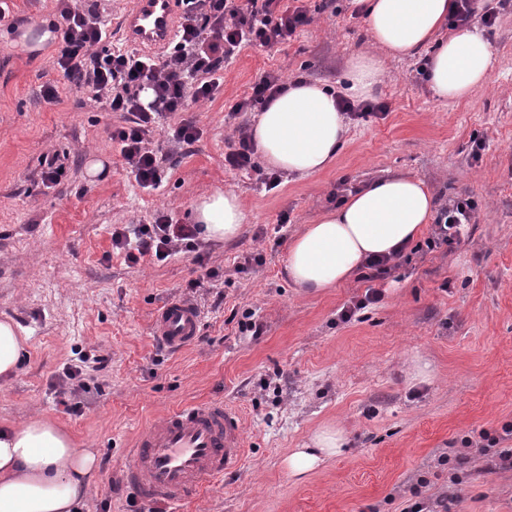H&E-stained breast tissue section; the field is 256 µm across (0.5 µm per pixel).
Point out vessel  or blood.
Segmentation results:
<instances>
[{"label":"vessel or blood","mask_w":512,"mask_h":512,"mask_svg":"<svg viewBox=\"0 0 512 512\" xmlns=\"http://www.w3.org/2000/svg\"><path fill=\"white\" fill-rule=\"evenodd\" d=\"M177 0H135L120 28L130 46L148 55L162 53L178 31ZM202 312L185 299H170L157 309L152 331L165 348L179 351L199 335ZM244 455L240 416L221 402H207L168 413L142 429L124 468L138 498L165 512L194 499Z\"/></svg>","instance_id":"b4317fda"}]
</instances>
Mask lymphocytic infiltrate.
<instances>
[{
    "instance_id": "1",
    "label": "lymphocytic infiltrate",
    "mask_w": 512,
    "mask_h": 512,
    "mask_svg": "<svg viewBox=\"0 0 512 512\" xmlns=\"http://www.w3.org/2000/svg\"><path fill=\"white\" fill-rule=\"evenodd\" d=\"M182 23L173 44L157 58L137 52L108 51L99 7H83L80 0H58L60 34L57 64L72 86L87 90L107 110L122 113L112 140L138 185L160 188L165 178L163 158L149 146V134L157 115L180 112L189 101L210 100L219 91L225 61L244 44L270 48L284 43L312 18L306 5H287L283 0H180ZM151 90L154 99L142 103L140 93ZM256 144L248 127L239 126L228 145L224 163L233 169L258 173L267 188L279 186L277 174L262 172L255 160ZM476 203L461 197L442 205L435 230L425 242L427 250L452 246L462 226L472 223ZM198 227L176 224L164 213L153 223L126 224L112 233V245L122 251L126 263L135 265L150 257L162 262L180 252H199Z\"/></svg>"
}]
</instances>
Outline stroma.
<instances>
[{
	"label": "stroma",
	"mask_w": 512,
	"mask_h": 512,
	"mask_svg": "<svg viewBox=\"0 0 512 512\" xmlns=\"http://www.w3.org/2000/svg\"><path fill=\"white\" fill-rule=\"evenodd\" d=\"M308 8L311 24L290 41L236 50L214 99L157 118L152 142L167 161L156 190L137 185L111 138L121 115L71 86L58 45L32 56L16 46L17 30L0 26V320L29 335L26 360L0 380V425L46 417L94 449L97 476L81 512H152L120 482L126 446L148 422L202 401L238 410L246 452L183 512H401L422 479L424 495L447 496L448 512H512V469L476 451L454 485L441 462L512 425V0H477L470 27L490 45V79L459 102L433 92L431 46L395 58L373 44L353 0ZM488 12L497 15L491 27ZM363 53L382 61L374 99L388 112L348 122L329 167L282 174L272 191L253 172L225 168L228 138L260 112L230 110L262 74L338 91ZM184 120L201 137L173 147L168 131ZM54 152L68 154L69 170L48 188L40 161ZM92 157L104 163L93 180L84 175ZM390 176L422 181L440 206L472 197L476 218L452 248L401 261L377 283L382 301L344 323L339 310L366 281L295 288L288 243L351 191ZM214 190L240 196L246 220L235 240L205 244L203 262L181 252L131 267L113 250L115 228L159 211L190 223L195 198ZM257 252L263 264L245 265ZM178 297L196 302L203 319L196 342L171 352L153 336L152 317ZM248 319L259 333L242 330ZM99 355L109 364L87 371L85 412L70 416L57 402L63 367ZM330 423L346 431L343 453L292 476L290 450Z\"/></svg>",
	"instance_id": "1"
}]
</instances>
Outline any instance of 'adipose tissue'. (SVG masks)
<instances>
[{"instance_id": "obj_1", "label": "adipose tissue", "mask_w": 512, "mask_h": 512, "mask_svg": "<svg viewBox=\"0 0 512 512\" xmlns=\"http://www.w3.org/2000/svg\"><path fill=\"white\" fill-rule=\"evenodd\" d=\"M450 0H366L374 41L394 53H407L433 39L448 18ZM491 49L477 32L465 30L440 42L428 76L445 100H461L488 82ZM335 95L301 81L289 85L260 112L252 129L268 167L311 175L337 156L345 138ZM192 219L208 241L236 238L246 215L238 195L219 190L198 197ZM433 215L431 195L422 182L392 176L357 192L336 210L307 225L288 246L285 267L298 288L317 292L353 276L372 255L391 254L410 244ZM343 428L317 429L306 447L293 449L286 464L302 476L339 454ZM97 459L54 422L36 418L19 427L0 428V512H79Z\"/></svg>"}]
</instances>
